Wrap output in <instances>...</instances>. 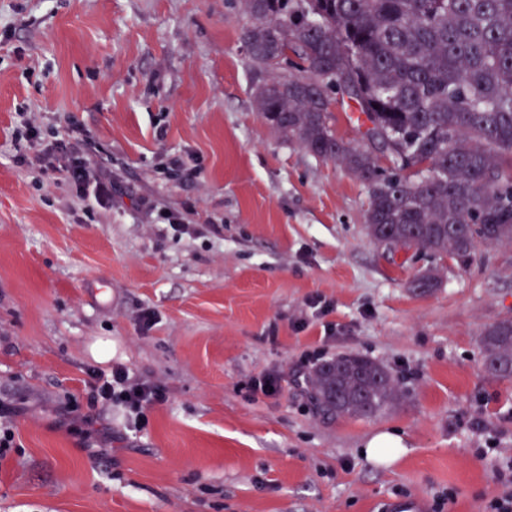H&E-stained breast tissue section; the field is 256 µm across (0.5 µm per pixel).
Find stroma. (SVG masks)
I'll use <instances>...</instances> for the list:
<instances>
[{
	"instance_id": "obj_1",
	"label": "stroma",
	"mask_w": 512,
	"mask_h": 512,
	"mask_svg": "<svg viewBox=\"0 0 512 512\" xmlns=\"http://www.w3.org/2000/svg\"><path fill=\"white\" fill-rule=\"evenodd\" d=\"M246 23L238 0H0V512H485L502 494L512 380L480 340L512 317V243L464 262L375 243L363 183L257 111ZM30 110L88 132L112 208L15 163ZM428 270L437 287L414 288ZM348 355L389 371L395 406L318 410L310 372ZM116 364L167 391L141 433L93 400L88 370ZM390 430L405 454L368 461Z\"/></svg>"
}]
</instances>
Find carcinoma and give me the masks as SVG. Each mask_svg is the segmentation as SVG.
Segmentation results:
<instances>
[{"instance_id":"obj_1","label":"carcinoma","mask_w":512,"mask_h":512,"mask_svg":"<svg viewBox=\"0 0 512 512\" xmlns=\"http://www.w3.org/2000/svg\"><path fill=\"white\" fill-rule=\"evenodd\" d=\"M238 2L251 61L275 71L257 110L367 186L372 239L462 261L479 243L512 242V0ZM335 94L375 142L337 137ZM481 350L489 374L512 378L511 318L484 329ZM310 385L331 415L372 418L399 397L390 373L358 355L315 368Z\"/></svg>"}]
</instances>
